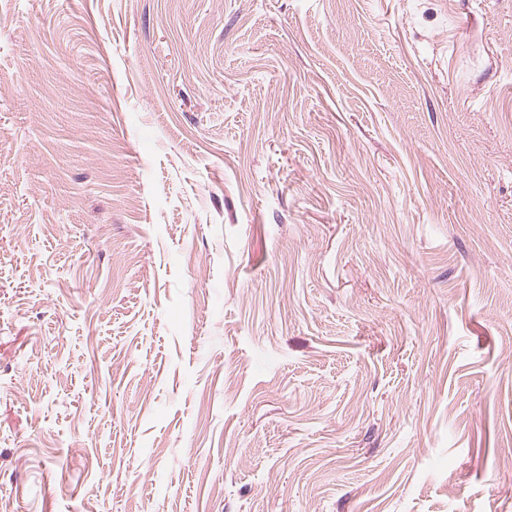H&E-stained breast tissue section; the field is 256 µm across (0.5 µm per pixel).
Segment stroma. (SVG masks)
Instances as JSON below:
<instances>
[{"label":"stroma","mask_w":512,"mask_h":512,"mask_svg":"<svg viewBox=\"0 0 512 512\" xmlns=\"http://www.w3.org/2000/svg\"><path fill=\"white\" fill-rule=\"evenodd\" d=\"M0 512H512V0H0Z\"/></svg>","instance_id":"stroma-1"}]
</instances>
